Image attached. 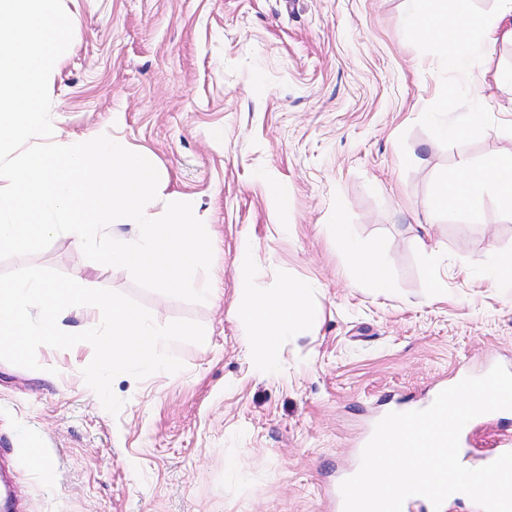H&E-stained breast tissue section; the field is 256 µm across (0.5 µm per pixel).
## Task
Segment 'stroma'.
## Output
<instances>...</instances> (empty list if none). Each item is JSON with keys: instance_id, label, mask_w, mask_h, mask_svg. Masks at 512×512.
Wrapping results in <instances>:
<instances>
[{"instance_id": "stroma-1", "label": "stroma", "mask_w": 512, "mask_h": 512, "mask_svg": "<svg viewBox=\"0 0 512 512\" xmlns=\"http://www.w3.org/2000/svg\"><path fill=\"white\" fill-rule=\"evenodd\" d=\"M73 40L49 78L53 143L123 137L169 197L193 205L213 247L215 294L186 302L87 260L75 240L0 260L73 274L131 296L156 324L201 323L173 344L180 372L122 374L106 411L81 370L90 344L40 347L39 369L0 361V478L14 512H337L339 479L387 411L493 366L512 370V213L486 195L479 223L426 207L460 158L512 152V44L467 73L411 37L412 0H63ZM485 85V133L443 135ZM288 185L270 197L262 181ZM376 249L385 288L336 247V222ZM296 289L310 323L283 338L273 370L234 314L246 285ZM512 412L477 421L478 465ZM45 463L32 469L29 451Z\"/></svg>"}]
</instances>
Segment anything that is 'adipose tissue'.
I'll return each instance as SVG.
<instances>
[{"label":"adipose tissue","mask_w":512,"mask_h":512,"mask_svg":"<svg viewBox=\"0 0 512 512\" xmlns=\"http://www.w3.org/2000/svg\"><path fill=\"white\" fill-rule=\"evenodd\" d=\"M413 2L405 18L407 29L416 38L434 42L449 68L472 66L499 43H512V0H495V9L489 14L472 11L470 0ZM489 193L512 212V152L491 155L476 166L460 160L457 174L437 184L429 207L458 211L477 222ZM336 245L366 280L378 287L386 285L387 272L376 254L353 244L341 221L336 224ZM235 312L249 336L257 338L266 351L279 346L282 337L304 331L309 321L304 300L291 290L274 295L265 288L242 289Z\"/></svg>","instance_id":"adipose-tissue-1"}]
</instances>
